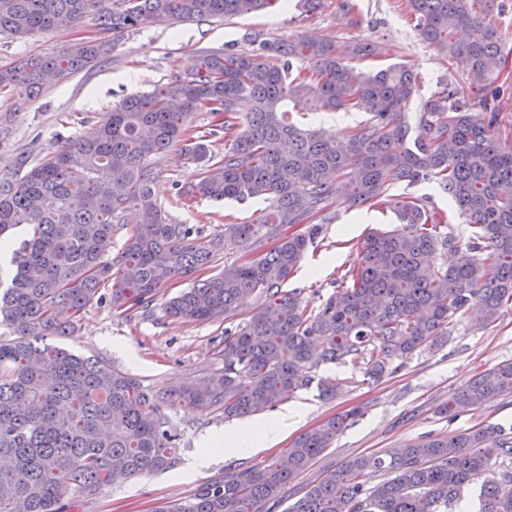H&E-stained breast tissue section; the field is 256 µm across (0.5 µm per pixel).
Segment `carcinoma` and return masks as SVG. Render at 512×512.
Masks as SVG:
<instances>
[{"instance_id":"1","label":"carcinoma","mask_w":512,"mask_h":512,"mask_svg":"<svg viewBox=\"0 0 512 512\" xmlns=\"http://www.w3.org/2000/svg\"><path fill=\"white\" fill-rule=\"evenodd\" d=\"M267 2L0 0V33L30 38L93 17L102 33L116 34L145 17L232 18ZM406 2L421 39L464 75V84L446 85L424 103V135L411 143L405 117L417 82L409 65L362 75L332 44L304 37L264 42L254 54L208 52L193 77L122 99L94 137L35 164L22 152L14 171L0 174V241L25 228L0 275V324L15 334L0 340V512H63L107 484L174 467L177 434L167 410L175 404L226 419L256 415L310 385L320 365L348 358L379 380L392 361L444 345L470 309L486 327L512 304V150L495 135L500 90L490 81L501 34L483 12L486 0ZM108 46L81 41L0 67V93L18 92L23 110L50 78L99 61ZM310 93L322 110L353 108L368 118L344 133L302 128L285 103ZM197 112L221 118L213 138L191 135ZM178 145L200 167L188 193L262 198L267 207L211 236L171 223L152 191L153 159ZM432 179L468 224L467 241L451 216L403 200L400 226L363 240L318 311L282 290L321 234L317 221L330 204L365 206L392 185ZM119 229L125 241L111 258ZM228 242L241 250L233 274L198 278ZM445 251L457 254L455 264H431ZM180 279L193 284L168 300L169 317L228 323L216 370L159 391L43 342L73 335L107 285L112 309L124 314L148 310ZM510 393L512 362L476 375L438 414L452 417ZM357 415L328 418L283 455L229 470L199 485L187 504L154 512H275L282 490ZM380 471L386 478L368 484ZM473 485L481 512H512V436L499 426L353 456L303 486L286 512H453Z\"/></svg>"}]
</instances>
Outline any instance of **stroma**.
Listing matches in <instances>:
<instances>
[{"label": "stroma", "instance_id": "obj_1", "mask_svg": "<svg viewBox=\"0 0 512 512\" xmlns=\"http://www.w3.org/2000/svg\"><path fill=\"white\" fill-rule=\"evenodd\" d=\"M403 2L323 0L322 7L312 13L305 10L301 0H272L259 11L229 20L208 18L177 24L143 21L116 40L101 62L48 81L39 98L26 110L16 112L9 139L0 142V172L12 167L18 153L29 154L36 163L49 148L92 134L103 113L126 96L190 77L202 52L245 53L262 41L313 36L334 43L342 55L359 40L385 45L387 57L359 62L357 70L369 73L410 63L418 91L408 110L420 112L432 93L444 84L459 82L461 72L420 40ZM486 11L504 42L503 57L496 68L499 101L504 104L512 101V0H488ZM100 36L92 17L73 27L24 40L0 35V66L20 57L49 55ZM289 109L301 127L327 132L353 127L366 119L365 113L354 110H317L308 100L290 104ZM155 169L153 190L173 223L194 224L211 233L223 225L225 217L245 222L254 219L263 206L254 199L180 202L178 189L195 182L198 169L178 149L158 157ZM403 197L444 211L451 208L447 193L433 181L391 187L371 208L332 204L322 235L309 245L297 271L284 283V290L295 293L303 306L318 308L335 292L337 279L355 261L356 247L365 236L397 226L394 203ZM177 293L174 287L162 291L150 311L129 317L115 314L107 302L93 301L83 311L75 335L55 336L51 342L74 354L105 361L159 390L181 384L219 367L215 347L224 339V325L169 318L165 304ZM503 362H512L511 304L504 307L496 323L484 329L478 327L474 315H464L447 346L424 349L394 361L378 382L363 379L362 369L350 362L318 367L315 384L263 413V420L274 422L283 434L280 443L270 448L243 455L209 454L207 440L224 430L223 416L174 406L170 416L179 435L176 468L103 486L83 500L79 512H153L162 503L186 501L198 485L223 476L226 468L238 463L247 467L259 464L287 448L305 430L353 408L358 409V416L294 480V487H302L331 465L355 455L382 454L409 441L448 431L483 425L511 428L512 394L461 411L451 421L435 413L438 404L475 375ZM322 380L342 381L336 398L321 396L318 383ZM203 456L208 462L201 467L197 461Z\"/></svg>", "mask_w": 512, "mask_h": 512}]
</instances>
